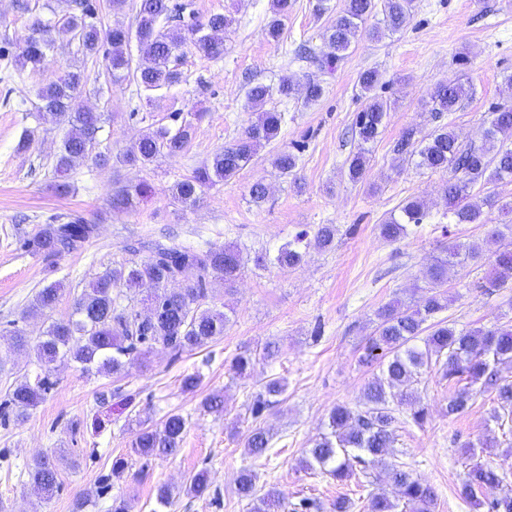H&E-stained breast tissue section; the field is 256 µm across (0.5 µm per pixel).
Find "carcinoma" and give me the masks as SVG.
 Returning a JSON list of instances; mask_svg holds the SVG:
<instances>
[{"instance_id": "cac0c4a2", "label": "carcinoma", "mask_w": 512, "mask_h": 512, "mask_svg": "<svg viewBox=\"0 0 512 512\" xmlns=\"http://www.w3.org/2000/svg\"><path fill=\"white\" fill-rule=\"evenodd\" d=\"M76 13L58 24H51L36 16L29 26L19 61L32 69L41 67L56 42V36H70L78 41L87 57L103 56L112 83L121 84L131 79L137 91L150 95L181 81V70L175 66L179 52L186 46L195 53L215 59L224 55V34L233 19L216 13L204 22L183 23L185 6L177 0H137L136 31L120 27L101 31L97 23L98 5L94 0H73ZM289 0H271L272 19L267 36L279 41L288 19ZM416 9V0H345V7L326 32L328 51L314 57L313 63L323 73L335 70L351 43L364 32L379 38L383 31L396 33L407 26ZM382 15L381 25L366 26L369 17ZM136 40L139 59L129 50ZM85 71L69 68L57 80L41 87L38 96L42 109L56 123L66 127L55 169L64 174L78 161L92 159L105 163L107 156L95 152L97 134L103 114L85 108L80 95L86 84ZM380 83L376 70L359 74L363 107L357 113L352 133L360 142L359 150L349 159L348 179L353 183L364 180L367 168L368 145L382 132L390 102L374 94ZM272 95L270 87L257 83L248 91L255 109V120L234 144L216 152L210 161L196 168L192 175L178 180L172 195L185 206L195 205L204 189L224 182L243 170L262 146L275 141L281 132L285 115L268 111L263 106ZM465 95L460 83L440 82L430 97L432 113L440 118L446 112L457 110ZM192 123L184 121L172 130L161 127L145 133L127 151L121 162L132 166H146L165 151L170 155L182 152L191 139ZM414 130L398 138L392 151L400 158L418 156L417 166L433 172L448 174L443 185L448 213L457 224H483L484 208L499 207L512 213V201L499 204L487 195L480 200L471 198L470 190L477 184H490L512 178V105H495L489 110L487 126L483 129V146L464 148L449 125L436 126L426 137L420 149L414 148ZM298 157L285 150L276 154L274 165L283 174L297 167ZM153 188L146 182L128 185L112 194V209L133 211L152 195ZM428 213L422 201L407 199L399 214L390 215L378 225L380 235L395 242L408 233V225L423 224ZM97 225L75 215L64 224H47L38 229L25 245L48 255L70 253L81 249L96 234ZM488 237L498 243L493 272L486 280L488 288H503L512 280V224H494ZM304 234L279 247L270 263L281 269L300 265L304 253L299 244ZM336 225L322 224L316 233V244L323 249L335 246ZM150 255L140 263L120 265L109 269L89 282L88 288L76 298L74 308L66 319L52 318L61 292L62 282L42 288L27 311L32 316H44L49 324L43 336L34 345V352L44 373L38 382L26 380L10 393L5 405L26 411L36 407L51 391V366L57 362H74L85 372L120 375L133 362L146 357L155 346L161 345L173 356L201 348L224 337L230 317L221 309L203 306L211 283L219 279L231 287L242 278L248 258L239 247L228 244L207 250L179 245L155 243L148 247ZM482 258L478 248L457 241L448 243L445 255L439 257L426 271L433 292L425 303L411 311H403L393 303L377 311V327L364 346L360 363L380 362V373L364 390V407L354 411L338 405L328 414V431L315 441L302 462L306 470L318 469L339 482L356 475L357 467L367 461L385 465L386 475L396 490L397 501L383 493H374L367 499V512H396L399 504L410 512H434L437 494L434 487L421 477L396 463H385L395 442L394 424L397 418L391 402L395 397L413 405L411 419L420 425L426 418V409L418 405L414 385L431 365L439 366L441 377L450 383L464 386L448 395V415H460L472 405L474 397L483 392L493 393L496 402L493 418L500 426L512 422V380L497 375V366L512 364V328L458 329L443 319H436L447 306V299L439 288L448 277V270L468 261ZM179 282L170 289L168 284ZM423 338L424 347L412 344ZM255 355L249 350L237 354L230 363L236 374L251 369ZM251 413L260 417L274 406V398L283 395L287 383L280 377H270L261 385ZM186 421L179 413H170L159 426L137 422L129 456L146 461L174 457L180 452ZM272 435L262 426H256L245 439V450L260 458L268 452ZM27 483L43 498H51L60 488L58 473L50 458L40 456L27 467ZM506 480L500 467L487 461H473L466 465L462 495L474 499L477 492L496 488ZM209 476L205 471L193 474L185 491L202 497L209 490ZM235 492L239 499L251 505L252 512H276L281 507L279 491L270 487L258 493L256 475L245 470L240 473ZM486 512H512V492H505L483 502Z\"/></svg>"}]
</instances>
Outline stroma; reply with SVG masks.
<instances>
[{"label":"stroma","instance_id":"35a3bbf8","mask_svg":"<svg viewBox=\"0 0 512 512\" xmlns=\"http://www.w3.org/2000/svg\"><path fill=\"white\" fill-rule=\"evenodd\" d=\"M198 19L232 14L236 23L224 41V55L207 59L186 54L180 84L147 98L134 83L113 84L102 61L84 56L78 41L59 37L46 64L38 70L21 67L20 39L32 16L57 22L68 11L67 0H0V402L25 376L38 372L30 349L9 352L7 335L19 331L29 344L42 336L43 318L27 316L35 294L52 282L65 291L54 309L67 317L74 300L96 275L115 266L146 259L137 247L157 240L207 249L236 244L244 255L276 254L297 233L315 235L322 224L337 227L330 250L309 247L304 263L292 270L274 265L247 268L232 290L214 281L208 305L230 312L223 338L172 356L155 348L147 365L133 364L125 374L104 376L83 372L78 364L61 363L52 372L54 388L33 409L8 410L0 419V512H108L115 495L132 502L133 512H154L155 487L169 484L173 503L165 512H249L235 494L241 469H253L258 489H279L288 504L315 499L318 512H330L337 497L354 501L352 512L374 492L392 493L382 465L368 466L339 483L320 471H304L300 461L321 434L329 411L338 405L362 406L363 389L378 367L360 364L362 346L376 327L377 310L398 300L420 306L429 296L427 267L448 241L482 247V258L448 274L443 316L456 328L512 327V287H484L497 243L488 241L491 224H512V214L486 209L484 224H453L441 193L442 174L395 158L392 146L406 129L425 136L438 124L451 125L463 147L483 144L482 124L493 104H512V0H418L401 32L382 40L353 45L333 73L319 75L322 96L305 102L272 95L265 107L284 113L281 136L261 148L234 178L207 189L200 203L183 208L171 195L177 179L190 176L216 151L240 137L253 118L247 92L257 83L277 86L282 77L304 83L316 69L298 59L300 45L324 49L323 33L343 5L330 0L319 15L316 0H292L279 42L266 37L270 0H185ZM89 75L84 105L103 112L98 134L104 165L87 160L68 173V195H57L55 156L65 130L39 111L40 86L71 66ZM366 69L381 74L377 95L393 100L385 128L369 152L364 183L346 176V161L358 141L351 126L363 105L358 75ZM317 74V73H316ZM470 79L471 90L456 112L435 118L428 106L435 85ZM194 125L192 139L177 155L159 154L146 166L116 163L146 132L161 126ZM34 134L22 145L24 131ZM296 149L295 174L274 165L277 153ZM154 188L151 200L133 213L113 210V188L140 181ZM269 187L266 201L254 203L249 188L256 181ZM410 197L424 200L428 217L412 226L405 238L389 242L377 226ZM78 214L98 227L84 248L54 257L23 246L42 224H59ZM277 343L273 358L258 361L248 375L237 376L231 359L244 348ZM201 376L199 386L184 391L185 375ZM277 376L287 382L278 404L254 420L251 406L260 384ZM417 393L429 408L424 425H415L411 410L396 405L393 457L404 462L436 490L435 512H479L461 497L465 447L473 445L481 460L501 464L509 473L504 489H512V434L492 419L490 394L478 395L464 414L446 410L451 391L437 370L425 371ZM224 395V410L204 409L212 393ZM132 403H124V395ZM177 412L186 420L176 457L149 466L133 462L113 476L112 461L125 454L132 434L127 427L138 416L159 425ZM270 429L266 456L247 455L244 442L254 424ZM52 457L61 484L51 499L37 495L20 476L41 455ZM208 470L211 488L197 498L184 491L190 476Z\"/></svg>","mask_w":512,"mask_h":512}]
</instances>
